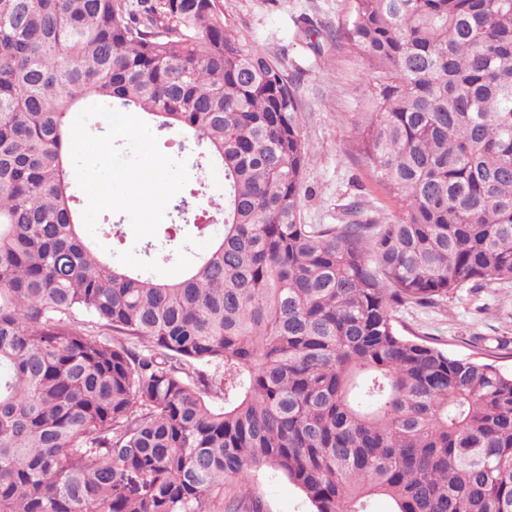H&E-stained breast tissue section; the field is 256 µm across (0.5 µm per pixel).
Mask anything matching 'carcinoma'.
<instances>
[{
    "label": "carcinoma",
    "instance_id": "carcinoma-1",
    "mask_svg": "<svg viewBox=\"0 0 512 512\" xmlns=\"http://www.w3.org/2000/svg\"><path fill=\"white\" fill-rule=\"evenodd\" d=\"M336 37L369 65L358 135L394 224L301 223L292 82L220 0H0V512H263L218 509L261 467L314 512H512V374L393 316L512 280V0H353ZM92 104L224 169L223 224L193 225L212 246L176 281L84 235L69 143Z\"/></svg>",
    "mask_w": 512,
    "mask_h": 512
}]
</instances>
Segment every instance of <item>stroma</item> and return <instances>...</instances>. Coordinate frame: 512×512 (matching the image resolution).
Listing matches in <instances>:
<instances>
[{
    "mask_svg": "<svg viewBox=\"0 0 512 512\" xmlns=\"http://www.w3.org/2000/svg\"><path fill=\"white\" fill-rule=\"evenodd\" d=\"M224 19L237 33L277 61L292 81L300 105L303 137L312 145L304 170L306 193L301 210L305 224H344L375 220L392 223L400 213L398 195L379 187L361 156L356 128L373 91L367 62L341 42L325 37L312 41L303 32L304 19L334 30L350 15L352 0H221ZM179 131L159 134L165 154L187 164L189 184L199 191L203 207L213 208L224 193L220 167L197 169L199 150L182 141ZM115 264L167 282L180 278L210 248L206 237H191L187 251L174 261L146 258L142 244L127 237L119 247L102 241ZM399 331L420 336L449 354L477 352L497 356L498 366L512 373V281L470 283L435 304L407 305L395 312ZM260 496L264 512H313L301 490L273 469L251 473L247 482H226L225 498Z\"/></svg>",
    "mask_w": 512,
    "mask_h": 512,
    "instance_id": "stroma-1",
    "label": "stroma"
}]
</instances>
